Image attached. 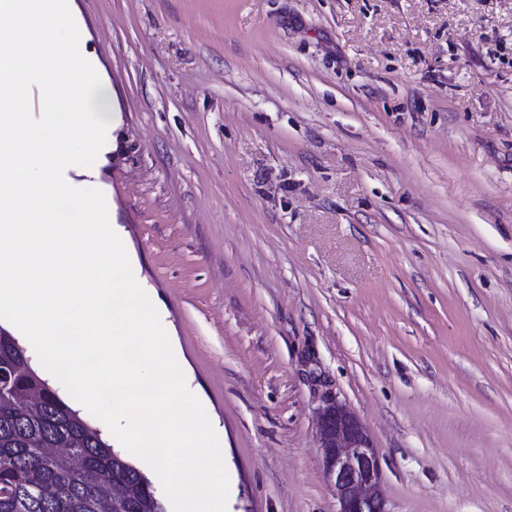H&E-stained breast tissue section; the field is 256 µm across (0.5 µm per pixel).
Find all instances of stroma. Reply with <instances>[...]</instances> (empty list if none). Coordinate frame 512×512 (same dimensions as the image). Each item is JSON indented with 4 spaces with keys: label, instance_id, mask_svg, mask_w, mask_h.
Wrapping results in <instances>:
<instances>
[{
    "label": "stroma",
    "instance_id": "1",
    "mask_svg": "<svg viewBox=\"0 0 512 512\" xmlns=\"http://www.w3.org/2000/svg\"><path fill=\"white\" fill-rule=\"evenodd\" d=\"M92 167L222 443L226 512H512V0H71ZM317 443L336 512H390L379 449L358 416L329 398L317 415Z\"/></svg>",
    "mask_w": 512,
    "mask_h": 512
}]
</instances>
